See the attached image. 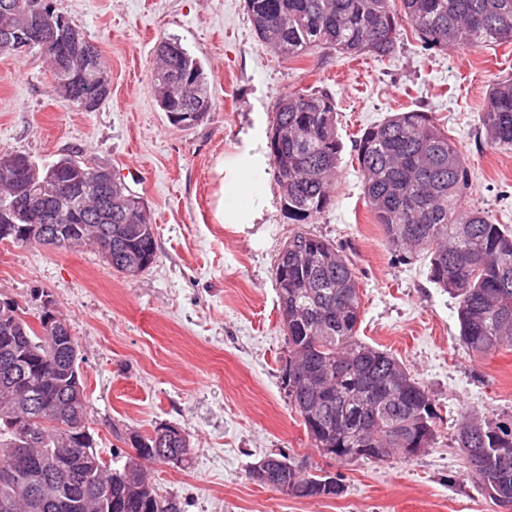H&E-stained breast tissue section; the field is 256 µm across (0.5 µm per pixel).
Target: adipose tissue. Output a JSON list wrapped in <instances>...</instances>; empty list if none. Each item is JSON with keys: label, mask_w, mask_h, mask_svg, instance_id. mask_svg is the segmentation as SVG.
<instances>
[{"label": "adipose tissue", "mask_w": 512, "mask_h": 512, "mask_svg": "<svg viewBox=\"0 0 512 512\" xmlns=\"http://www.w3.org/2000/svg\"><path fill=\"white\" fill-rule=\"evenodd\" d=\"M261 127L242 134L237 156L215 166V219L220 224H252L263 209V187L269 168L267 156L258 148Z\"/></svg>", "instance_id": "1"}]
</instances>
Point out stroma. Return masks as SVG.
Segmentation results:
<instances>
[{
    "label": "stroma",
    "instance_id": "35a3bbf8",
    "mask_svg": "<svg viewBox=\"0 0 512 512\" xmlns=\"http://www.w3.org/2000/svg\"><path fill=\"white\" fill-rule=\"evenodd\" d=\"M50 3L99 49L111 96L84 111L53 93L44 54L0 53V150L39 164L76 155L109 167L143 197L158 247L156 262L128 277L92 246L0 242V296L34 326L53 306L78 342L98 455L118 468L129 433L179 428L191 466L151 463L147 474L180 512H500L480 494L456 431L466 410L490 424L512 419V349L476 356L462 346L455 299L430 281L424 259L391 250L375 224L353 146L392 113L431 112L471 170L467 205L512 227V150L490 145L480 124L493 81L512 76V43L431 49L405 23L392 56L319 51L290 62L256 37L245 0ZM164 39L205 67L214 106L197 125H173L152 92ZM299 90L335 100L343 150L331 206L311 224H293L271 173L256 224L216 223V160L237 154L242 132L259 118L272 123L279 99ZM300 231L350 257L359 336L431 394L436 436L411 459L338 462L312 446L289 403L274 266ZM270 454L341 475L344 494L296 499L251 481L250 466Z\"/></svg>",
    "mask_w": 512,
    "mask_h": 512
}]
</instances>
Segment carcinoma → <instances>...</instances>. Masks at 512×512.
<instances>
[{"mask_svg":"<svg viewBox=\"0 0 512 512\" xmlns=\"http://www.w3.org/2000/svg\"><path fill=\"white\" fill-rule=\"evenodd\" d=\"M400 6H395V2ZM31 0H0V30L21 33L0 52L21 55L42 51L52 72V91L84 107L95 94L92 110L110 92L100 90L106 72L99 51L83 40L82 49L52 42L33 44L23 35ZM255 35L286 60L317 50L346 56L394 53L401 21L410 23L422 44L431 48L478 47L512 41V0H245ZM153 86L163 111L179 115L191 110L205 117L212 109L203 64L177 41L162 40ZM66 63H60V60ZM336 106L323 92L297 91L275 105L268 140L269 156L281 188L288 219L305 224L332 204L342 145L336 133ZM481 125L493 146L512 147V77L490 87ZM355 160L364 194L376 223L382 225L396 252L422 253L430 280L458 299L460 339L469 352L490 355L512 347V228L466 207L468 167L454 142L419 109L396 112L366 128L355 140ZM91 164L70 155L29 175L34 198L61 180L80 191L63 219L64 234L51 241L36 230L21 244L68 249L94 244L93 225H112V261L122 274L140 273L157 256L154 225L141 196L119 183L112 216L97 211L95 198L103 185L87 179ZM15 185L0 178V224H27L6 207ZM275 284L280 321L288 340L285 376L291 406L302 417L308 437L322 454L342 462L365 459H409L410 448H428L435 437V405L429 391L392 354L357 336L360 313L358 276L353 263L329 241L307 232L291 237L278 255ZM35 332L17 304L0 309V352L16 347L18 359L0 384L34 382L48 398L69 390L70 363L58 351L55 325L40 318ZM24 331L26 344L16 345ZM42 437L32 449L38 467L0 481V502L12 498L13 512H180L177 503L148 486L144 465L185 467L190 460L187 438L172 426L151 435L129 436L135 455L112 469L95 452L69 449L68 432L87 429V409L72 418L27 407L6 416L0 412V473L16 470L17 459L5 451L14 420ZM458 447L481 491L494 502L512 501V421L494 426L474 414L461 417ZM78 465L84 487L27 503V480L41 482L52 468ZM271 476L252 481L298 498L340 496L345 491L335 475L304 474L285 456L269 457Z\"/></svg>","mask_w":512,"mask_h":512,"instance_id":"carcinoma-1","label":"carcinoma"}]
</instances>
